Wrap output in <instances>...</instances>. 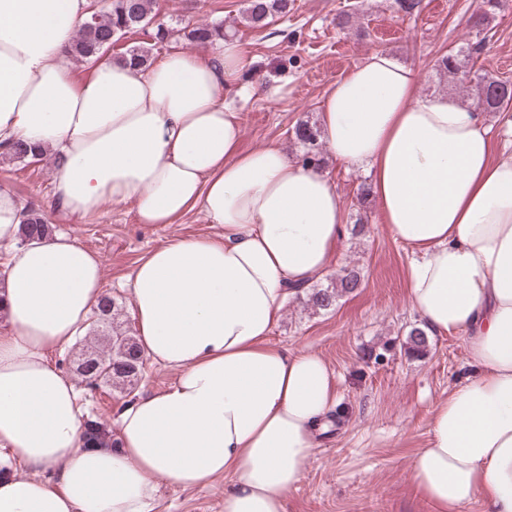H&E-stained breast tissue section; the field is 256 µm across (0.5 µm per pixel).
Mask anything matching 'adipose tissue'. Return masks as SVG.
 <instances>
[{
    "instance_id": "adipose-tissue-1",
    "label": "adipose tissue",
    "mask_w": 512,
    "mask_h": 512,
    "mask_svg": "<svg viewBox=\"0 0 512 512\" xmlns=\"http://www.w3.org/2000/svg\"><path fill=\"white\" fill-rule=\"evenodd\" d=\"M87 0H0V143L54 152L53 205L84 216L135 202L144 224L191 210L219 237L175 239L137 265L132 316L145 359L175 380L130 400L114 447L83 445L75 379L52 361L105 295L101 262L60 234L20 244L25 207L0 188V512H156L160 492L224 481V512H284L336 403L313 353L268 345L287 300L325 275L345 208L328 172L269 144L237 152L249 62L233 40L153 66L63 60ZM337 163L364 168L396 241L415 255L410 305L465 336L470 373L411 459L434 512L482 498L512 512V153L493 157L482 113L418 90L386 52L330 87L320 114Z\"/></svg>"
}]
</instances>
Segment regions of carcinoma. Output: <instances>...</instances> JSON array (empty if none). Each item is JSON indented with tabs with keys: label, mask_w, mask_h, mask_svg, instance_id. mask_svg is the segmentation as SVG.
Instances as JSON below:
<instances>
[{
	"label": "carcinoma",
	"mask_w": 512,
	"mask_h": 512,
	"mask_svg": "<svg viewBox=\"0 0 512 512\" xmlns=\"http://www.w3.org/2000/svg\"><path fill=\"white\" fill-rule=\"evenodd\" d=\"M245 20L258 27L267 25V20L285 16L293 8L294 0H246ZM152 0H111L107 7H98L89 14L87 21L77 31L67 54L77 61L95 62L124 35L145 27L152 20ZM187 40L212 45L225 38L224 22H216L190 29L185 33ZM131 60L140 67L150 65L149 51L134 46L119 56ZM438 67L456 77L463 84L475 83L477 108L487 113L505 112L512 106V95L496 94L493 84L496 78L486 74L470 75L463 62L462 50L442 57ZM293 139L303 149L302 161L317 167L324 162L318 129L307 120L299 121L292 128ZM0 154L11 160L30 163L43 161L46 154L37 147L14 142L0 145ZM53 227L43 214L30 208L20 227V240L39 239L52 234ZM363 283V275L355 268H343L330 279L325 287L317 285L303 289L306 304L314 312L329 311L336 307L337 300L355 292ZM121 310L120 303L112 296L104 298L92 314L95 328L114 327ZM110 351L102 360L92 364L82 381H89L96 387L111 385L115 388H132L141 379L145 358L141 353L137 337L129 331L115 333L109 338ZM405 345L408 350L423 355L428 352L429 341L424 330L415 327L407 332ZM84 444L89 447L112 445V434L98 419L89 417L85 421Z\"/></svg>",
	"instance_id": "cac0c4a2"
}]
</instances>
